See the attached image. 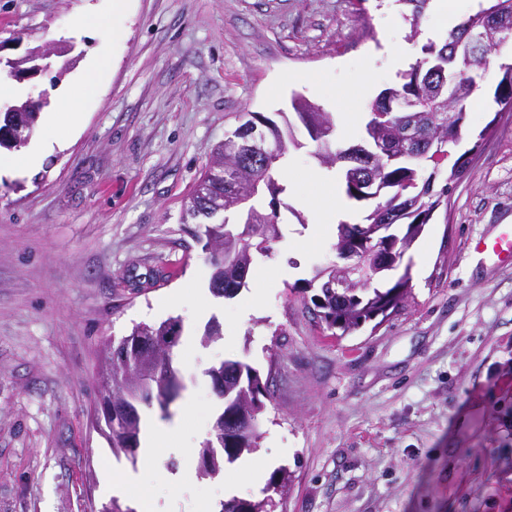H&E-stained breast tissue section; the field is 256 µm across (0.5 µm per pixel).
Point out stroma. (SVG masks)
Returning a JSON list of instances; mask_svg holds the SVG:
<instances>
[{"instance_id": "35a3bbf8", "label": "stroma", "mask_w": 512, "mask_h": 512, "mask_svg": "<svg viewBox=\"0 0 512 512\" xmlns=\"http://www.w3.org/2000/svg\"><path fill=\"white\" fill-rule=\"evenodd\" d=\"M0 0V55L59 44L49 71L13 79L0 105L43 97L37 127L89 66L108 71L79 123L51 144L0 147V512H102L124 471L146 506L216 512H512V267L475 251L512 226V106L490 108L502 45L466 105L452 156L467 165L447 208L405 251L411 294L381 324L336 335L308 312L305 281L337 261L336 227L314 234L320 166L303 126L280 181V237L233 298L209 288L205 226L185 201L250 112L294 119L292 96L361 144L370 107L400 82L394 56L446 39L424 9L417 40L401 0ZM109 33L80 28L83 18ZM37 167L12 168L28 154ZM177 318L183 389L169 411L175 456L113 453L93 421L102 341ZM219 339L202 343L206 326ZM237 360L272 377L253 452L203 472L199 450L224 408L207 374ZM187 464L185 489L168 474ZM259 467L253 489L250 467ZM273 502L268 495L258 501H241L232 499L224 501L221 504V509L217 512H270Z\"/></svg>"}]
</instances>
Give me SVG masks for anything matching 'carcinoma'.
I'll return each mask as SVG.
<instances>
[{"mask_svg": "<svg viewBox=\"0 0 512 512\" xmlns=\"http://www.w3.org/2000/svg\"><path fill=\"white\" fill-rule=\"evenodd\" d=\"M410 6V15L407 21L410 25L409 39H416L419 34V18L424 11L427 0H402ZM467 22L463 21L448 33L446 40L437 45L428 42L422 46L432 52L435 58H444L451 52L457 38L461 37ZM463 87L462 94L454 101H448V86L441 84L440 79H435L426 84L423 76L418 74L417 65H412L408 71L402 74V83L393 87H387L379 92L372 103L369 121H376L381 125L385 137L391 141L392 152L399 151L400 140L398 133L406 125L414 126L421 136H433L437 140H446L450 137L460 136L461 128L466 117V103L474 91V87L463 79L460 81ZM405 99L422 100L425 105L415 112H405L398 116L386 109V100ZM292 109L298 119L312 125L335 126V121L330 113L323 111L319 106L296 95L292 99ZM457 114L456 123L448 125V114ZM253 118L265 123V130L269 141L271 153L267 160L256 166L240 161L229 154H214L201 179L209 180L216 192L227 197V212H241V221L229 223V218H224L223 223L231 224L238 232L248 230L246 236L230 240L228 238L214 240L212 249L208 252L207 260L212 269L209 288L224 283L225 297L232 298L244 288V285L233 278L232 266L241 264L251 267L255 255H266L271 250V243L279 238L277 227L280 208L288 207L280 195L286 193L287 187L280 183L277 174L284 159L290 150L296 149L300 143L295 138L291 123L279 125L275 120L258 112L253 113ZM342 148L335 144L333 135L320 141V148L315 152L320 165L327 169H333L339 164L338 156ZM224 169L226 175L219 177V169ZM450 169V174L445 184L440 189H435L436 175L444 169ZM354 169L348 165L339 169L343 181V189L346 196L357 202L362 201V191L359 190L356 176H348L347 172ZM460 172L456 164L448 161V156H428L413 162L391 161L384 156L377 160L375 165L374 186L378 189L379 197L374 201L366 202L365 214L362 218L365 224H390L401 228L398 247H410L422 234L437 211L443 205H448V192L450 183L456 181ZM268 192L270 200L267 209H259L251 204L262 192ZM389 278V271L379 273L368 271L364 275V287L358 288L347 295L344 300H339L336 289L329 284L336 280V268L327 266L316 271L314 277L307 281V287H316L319 292L310 297L316 316L326 322L329 329H339L346 333L356 330L366 322L377 318L380 303L389 295L401 290L394 298L392 311L402 308V304L410 295L409 281L396 279L386 288H378L375 283L381 279ZM181 334L180 321L170 318L159 326L153 327L147 324H138L133 327L131 334L141 336L149 341L154 336H161L169 331ZM221 366L233 369H244V377L247 379V388L262 392V379L258 371L240 361H224ZM181 384L177 371L172 363L161 360V377L158 378L152 399L144 400L147 406L153 405V401L165 396V402L159 404L162 411H167L168 403L177 396ZM258 438L256 428L252 427L243 432L240 442L232 449H223L224 455H218L214 448L202 447L199 455L212 454L211 464L213 470H218L224 461L233 462L244 453H250L256 448ZM273 502L267 496L258 501H241L232 499L221 504L219 512H271Z\"/></svg>", "mask_w": 512, "mask_h": 512, "instance_id": "obj_1", "label": "carcinoma"}]
</instances>
